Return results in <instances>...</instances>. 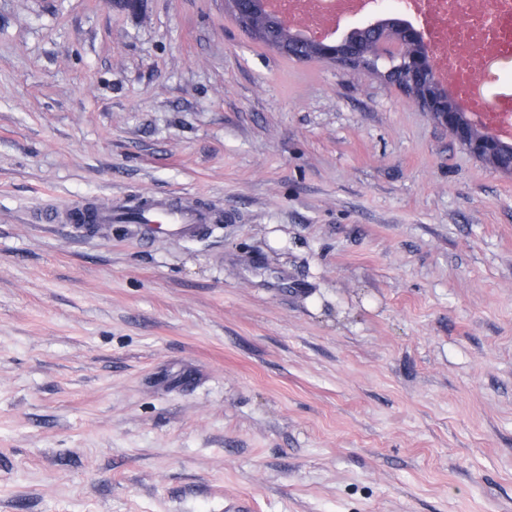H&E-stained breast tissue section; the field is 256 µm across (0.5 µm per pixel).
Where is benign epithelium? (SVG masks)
<instances>
[{
    "mask_svg": "<svg viewBox=\"0 0 512 512\" xmlns=\"http://www.w3.org/2000/svg\"><path fill=\"white\" fill-rule=\"evenodd\" d=\"M242 28L256 13L271 22L267 33H257L280 53L297 59H319L352 71L379 75L398 86L435 123L442 125L476 159L496 169L503 158L512 160V143L503 142L475 126L448 97L436 76L431 44L422 30L396 18L377 19L351 27L337 41L307 34L286 19L283 12L269 13L264 0H225Z\"/></svg>",
    "mask_w": 512,
    "mask_h": 512,
    "instance_id": "obj_1",
    "label": "benign epithelium"
}]
</instances>
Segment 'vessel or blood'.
Here are the masks:
<instances>
[{
  "label": "vessel or blood",
  "mask_w": 512,
  "mask_h": 512,
  "mask_svg": "<svg viewBox=\"0 0 512 512\" xmlns=\"http://www.w3.org/2000/svg\"><path fill=\"white\" fill-rule=\"evenodd\" d=\"M476 123L485 131L501 140H512V123L499 124L492 113H479ZM136 218H129L123 206L106 208L99 202L87 201L69 205L62 210L47 214L48 223L57 224H125L136 221L142 224L146 234H153L157 225H166L167 231L176 236L198 234L204 225L212 223L211 213L197 205L172 199H143L136 205Z\"/></svg>",
  "instance_id": "vessel-or-blood-1"
}]
</instances>
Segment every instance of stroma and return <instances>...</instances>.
<instances>
[{"label":"stroma","instance_id":"stroma-1","mask_svg":"<svg viewBox=\"0 0 512 512\" xmlns=\"http://www.w3.org/2000/svg\"><path fill=\"white\" fill-rule=\"evenodd\" d=\"M231 502L512 512V175L224 0H0V512ZM135 208L138 214L134 220H130L128 208L124 206L104 208L98 201H87L47 214L45 220L49 224H142L147 237L157 229L155 224H165L167 233L184 236L198 234L204 224L213 221L209 211L170 198L143 199L138 201Z\"/></svg>","mask_w":512,"mask_h":512}]
</instances>
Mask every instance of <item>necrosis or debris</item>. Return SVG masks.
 Instances as JSON below:
<instances>
[{
    "mask_svg": "<svg viewBox=\"0 0 512 512\" xmlns=\"http://www.w3.org/2000/svg\"><path fill=\"white\" fill-rule=\"evenodd\" d=\"M428 39L441 53L440 69L466 112L492 106L475 84L486 59L512 58V0H479L464 21H455L457 0H411Z\"/></svg>",
    "mask_w": 512,
    "mask_h": 512,
    "instance_id": "4bbe7bcc",
    "label": "necrosis or debris"
}]
</instances>
